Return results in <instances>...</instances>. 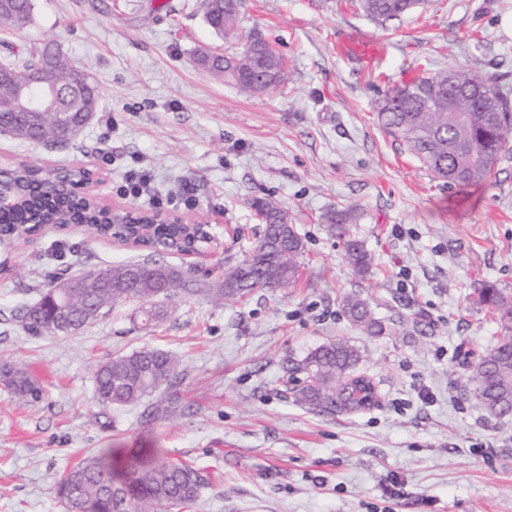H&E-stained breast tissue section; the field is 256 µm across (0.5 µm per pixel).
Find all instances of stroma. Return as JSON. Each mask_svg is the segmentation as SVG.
I'll use <instances>...</instances> for the list:
<instances>
[{
    "label": "stroma",
    "instance_id": "1",
    "mask_svg": "<svg viewBox=\"0 0 512 512\" xmlns=\"http://www.w3.org/2000/svg\"><path fill=\"white\" fill-rule=\"evenodd\" d=\"M203 0H36L33 22L0 29V61L60 48L98 89V108L65 147L0 136V168L91 166L108 202L149 208L117 188L151 171L161 193L194 187L163 210L209 219L218 240L165 262L200 267L199 292L169 300L145 324L139 305H115L75 336H33L16 314L52 277L143 259L74 227L20 241L0 275V361L32 372L30 405L0 387V512H66L53 487L85 453L159 448L207 482L188 512H512V416L483 407L468 362L493 348L500 325L476 301L493 281L512 293V139L475 186L448 185L378 127L376 101L421 69L483 76L512 102V0H436L380 25L358 0H240L238 27L288 64L275 93L250 96L198 66L202 46L235 42L207 25ZM384 47L365 62L340 53L350 38ZM273 197L303 244L300 277L218 304L205 294L243 256L261 226L251 203ZM359 205L352 225L374 257L366 278L344 260L323 220ZM357 293L389 327L370 336L342 315ZM347 338L363 353L381 400L334 417L287 396L292 368ZM148 346L175 355L176 410L146 420L143 405L105 408L99 362Z\"/></svg>",
    "mask_w": 512,
    "mask_h": 512
}]
</instances>
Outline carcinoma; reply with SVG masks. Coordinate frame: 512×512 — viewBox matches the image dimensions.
I'll return each mask as SVG.
<instances>
[{"label":"carcinoma","mask_w":512,"mask_h":512,"mask_svg":"<svg viewBox=\"0 0 512 512\" xmlns=\"http://www.w3.org/2000/svg\"><path fill=\"white\" fill-rule=\"evenodd\" d=\"M434 0H359L360 9L375 21L385 22ZM205 20L225 38H235L238 18H224L219 8L204 2ZM34 0H9L4 4L6 25L20 30L33 17ZM14 78L0 84V132L14 139L50 146H64L86 125L97 108L98 91L88 78L72 69L67 60L49 47L7 64ZM37 68L48 69L59 94L56 107L45 112L28 111L26 86ZM208 70L224 75L241 91L255 95L256 77L264 75L276 91L283 80V57L256 37L251 49L216 56ZM457 83L448 84V71H429L389 89L378 101L374 118L378 126L399 139L405 151L439 180L458 186L484 182L497 165L506 145L505 132L512 127V106L482 76L455 71ZM499 100L503 111L481 112L470 103L475 83ZM9 182L23 199L19 211L0 216V235L19 240L29 231L62 224L70 218L83 223L103 239L131 241L148 252L143 261L107 266L90 280L88 275L58 277L40 300L18 310L19 322L36 335H59V310L69 313V335L81 333L114 305L137 301L147 323L167 318L168 309L155 300L204 291L216 303L241 298L258 288H285L297 281L301 237L288 223V210L272 198H258L253 206L262 224L254 246L243 258L224 267V280L215 288L190 287L184 271L155 259L164 254L165 242L181 236L187 251L199 248L197 234L186 233L182 224H160L143 236L134 224H114L112 214L91 201L62 194L48 195L27 164L8 169ZM360 219V208L350 205L331 209L326 223L343 243L344 259L359 276L370 273L372 255L351 231ZM478 298L504 331V336L470 366L475 392L483 406L498 417L512 416V295L485 281ZM349 323L368 335L384 331L369 303L357 294L341 300ZM361 352L349 341L338 339L311 351L297 371L303 381L289 388L300 405L326 415L352 413L379 403L375 383L357 370ZM177 361L158 348H141L116 355L97 365L94 392L99 404L125 406L152 396L162 387L180 383ZM0 384L27 403L43 399L42 386L26 371L0 363ZM206 478L190 464L175 462L156 448L128 449L125 470H112V449L85 455L56 482L54 492L69 512H167L189 508Z\"/></svg>","instance_id":"carcinoma-1"}]
</instances>
